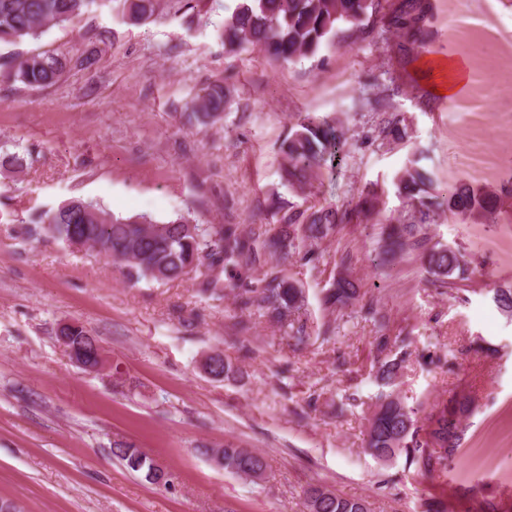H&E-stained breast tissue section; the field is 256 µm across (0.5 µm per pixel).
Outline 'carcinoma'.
Listing matches in <instances>:
<instances>
[{"mask_svg": "<svg viewBox=\"0 0 512 512\" xmlns=\"http://www.w3.org/2000/svg\"><path fill=\"white\" fill-rule=\"evenodd\" d=\"M93 0H0V45H18L37 38L44 27L70 21L81 15ZM159 0H124L126 17L145 22L157 12ZM382 0H239L224 18V44L232 50L264 52L276 62L293 63L313 57L320 47L336 37L338 26L346 23L364 29L372 15L381 12ZM421 0H403L393 24L403 29L423 19ZM71 59L63 53L31 52L8 62L9 75L31 87L54 85L69 67ZM230 102L229 91L221 84H211L193 102L194 120L199 124L224 119ZM377 137L399 142L406 136L405 118L381 105ZM345 142V132L314 113L299 115L288 137L281 144L285 162L281 179L288 189L302 192L322 175L324 168L334 167ZM28 166L25 155H0V170L20 172ZM432 177L411 161L397 176V192L413 207V222L391 224L382 251L386 261L406 245V237L414 235L417 226L433 224L441 209L452 213H490L496 198L459 182L448 191V197L437 200L427 194ZM346 213L333 205L312 212L284 203L274 214V227L258 233H244L236 224H197L185 215L159 222L147 215L116 216L106 209L82 199H72L53 211L41 212L29 220L27 235L31 238L53 237L65 243L78 235L88 247H100L123 266L127 279L167 283L188 275L199 266L206 267L202 286L222 297L221 274L227 266L248 272L269 255L275 266L264 274L262 286L240 284L236 293L240 310L252 307L269 321L295 330L299 340L306 334L305 325L296 314L303 306L302 290L284 277L283 271L298 255V240H324L336 233ZM428 272L438 280L462 279L466 267L460 255L448 246L435 247L426 255ZM358 297L356 284L348 278L333 282L326 294V304L337 309ZM73 338L84 361L94 359L98 341L84 327L64 326ZM405 358L386 360L379 367V378L391 385L399 377ZM473 410V400L456 394L436 404L419 419L417 411L407 407L393 394L378 397L376 409L369 419L365 452L381 462L404 453L410 463L429 474H445L448 463L461 446L464 421ZM112 454L134 473L153 485H170V479L159 480L156 462L133 443L116 442ZM223 469L238 477L255 469L266 472L265 457L249 448L224 444ZM306 512H371L362 498H346L320 484H311L304 492Z\"/></svg>", "mask_w": 512, "mask_h": 512, "instance_id": "cac0c4a2", "label": "carcinoma"}]
</instances>
